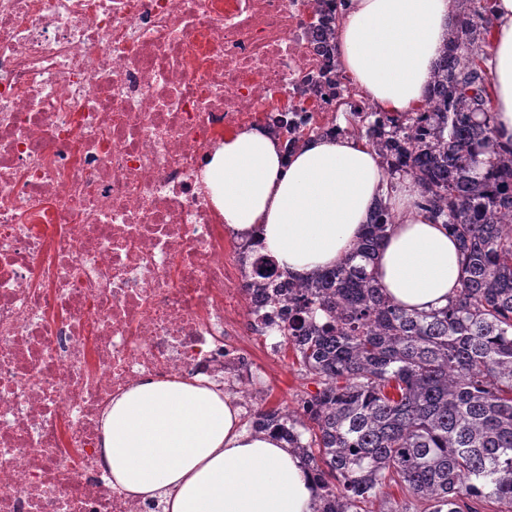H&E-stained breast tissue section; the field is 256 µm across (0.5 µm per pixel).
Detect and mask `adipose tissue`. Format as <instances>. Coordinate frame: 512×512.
<instances>
[{
  "instance_id": "adipose-tissue-1",
  "label": "adipose tissue",
  "mask_w": 512,
  "mask_h": 512,
  "mask_svg": "<svg viewBox=\"0 0 512 512\" xmlns=\"http://www.w3.org/2000/svg\"><path fill=\"white\" fill-rule=\"evenodd\" d=\"M455 14V0H350L336 27L340 66L380 110L410 111L424 101ZM493 14L486 67L500 151L512 148V0H494ZM202 181L230 230L301 278L334 267L385 204L397 220L373 264L379 287L416 312L456 295L452 233L420 207L414 180L391 179L353 136L313 137L287 153L271 130L246 127L213 152ZM100 431L112 484L165 512H314L302 459L276 434L245 429L235 398L206 376L142 381L112 398Z\"/></svg>"
}]
</instances>
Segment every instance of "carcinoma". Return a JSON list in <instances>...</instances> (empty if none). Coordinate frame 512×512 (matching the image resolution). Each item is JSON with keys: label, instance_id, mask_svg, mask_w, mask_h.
I'll list each match as a JSON object with an SVG mask.
<instances>
[{"label": "carcinoma", "instance_id": "carcinoma-1", "mask_svg": "<svg viewBox=\"0 0 512 512\" xmlns=\"http://www.w3.org/2000/svg\"><path fill=\"white\" fill-rule=\"evenodd\" d=\"M491 23L489 0H457L424 105L381 113L409 134L355 132L453 233L457 297L419 313L383 293L371 267L396 217L382 206L346 260L288 293L275 333L316 391L297 410H256L248 427L277 432L305 462L314 512H371L377 500L378 512H512V150L483 171L478 159L495 133ZM391 485L414 502L385 499Z\"/></svg>", "mask_w": 512, "mask_h": 512}]
</instances>
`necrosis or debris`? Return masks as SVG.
<instances>
[{"label":"necrosis or debris","instance_id":"obj_1","mask_svg":"<svg viewBox=\"0 0 512 512\" xmlns=\"http://www.w3.org/2000/svg\"><path fill=\"white\" fill-rule=\"evenodd\" d=\"M316 0H0V512H162L97 465L99 416L146 378L206 375L245 410L240 345L288 277L229 253L201 171L225 135L333 131L374 106ZM262 290H246L254 279Z\"/></svg>","mask_w":512,"mask_h":512}]
</instances>
